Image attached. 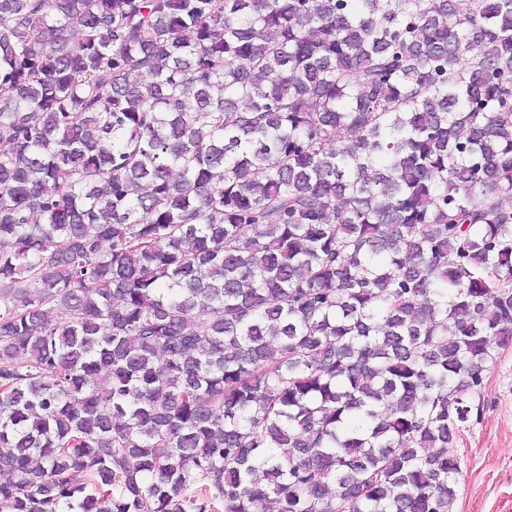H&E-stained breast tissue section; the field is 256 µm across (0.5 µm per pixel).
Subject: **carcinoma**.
Here are the masks:
<instances>
[{"label":"carcinoma","mask_w":512,"mask_h":512,"mask_svg":"<svg viewBox=\"0 0 512 512\" xmlns=\"http://www.w3.org/2000/svg\"><path fill=\"white\" fill-rule=\"evenodd\" d=\"M512 346V0H0V512H452Z\"/></svg>","instance_id":"obj_1"}]
</instances>
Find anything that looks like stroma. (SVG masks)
I'll list each match as a JSON object with an SVG mask.
<instances>
[{"label":"stroma","mask_w":512,"mask_h":512,"mask_svg":"<svg viewBox=\"0 0 512 512\" xmlns=\"http://www.w3.org/2000/svg\"><path fill=\"white\" fill-rule=\"evenodd\" d=\"M480 419L453 448L461 476L452 512H512V348L502 350L484 381Z\"/></svg>","instance_id":"obj_1"}]
</instances>
